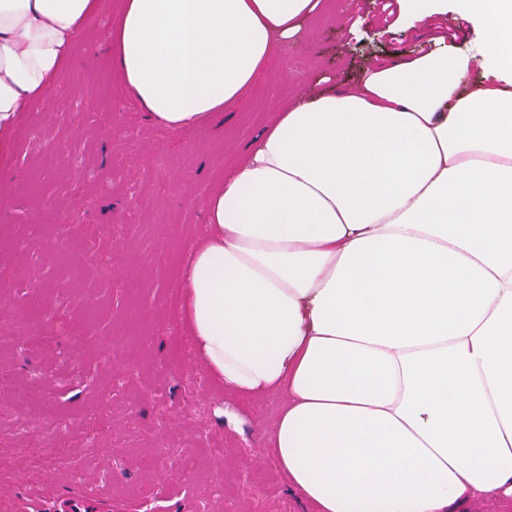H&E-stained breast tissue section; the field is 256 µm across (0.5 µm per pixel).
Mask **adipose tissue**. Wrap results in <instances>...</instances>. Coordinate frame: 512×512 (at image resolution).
<instances>
[{
	"mask_svg": "<svg viewBox=\"0 0 512 512\" xmlns=\"http://www.w3.org/2000/svg\"><path fill=\"white\" fill-rule=\"evenodd\" d=\"M471 52L376 62L277 112L201 200L193 363L284 400L269 447L314 512L512 506V0H463ZM327 0H123L120 86L169 129L208 123ZM94 0H0V133L61 74Z\"/></svg>",
	"mask_w": 512,
	"mask_h": 512,
	"instance_id": "ef3b65f1",
	"label": "adipose tissue"
}]
</instances>
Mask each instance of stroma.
<instances>
[{"label": "stroma", "mask_w": 512, "mask_h": 512, "mask_svg": "<svg viewBox=\"0 0 512 512\" xmlns=\"http://www.w3.org/2000/svg\"><path fill=\"white\" fill-rule=\"evenodd\" d=\"M303 46L280 45L252 90L210 124L168 130L133 95H115L106 58L120 0L63 62L64 77L9 132L0 155V411L25 385L59 420L0 425V512H51L64 494L102 497L101 512L146 502L159 512H312L267 445L278 400L249 403L244 433L218 424V384L184 358L178 271L205 222L202 197L281 104L311 86L348 87L377 61L434 53L437 27L468 51L484 36L459 0H437L436 28L405 8L331 0ZM125 328V357L153 375L150 401L109 375L95 339L72 325Z\"/></svg>", "instance_id": "1"}]
</instances>
